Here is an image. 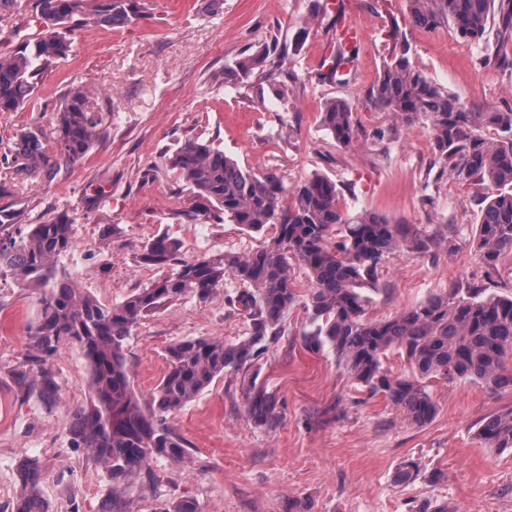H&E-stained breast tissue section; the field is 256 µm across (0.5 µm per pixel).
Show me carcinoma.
Masks as SVG:
<instances>
[{
	"mask_svg": "<svg viewBox=\"0 0 512 512\" xmlns=\"http://www.w3.org/2000/svg\"><path fill=\"white\" fill-rule=\"evenodd\" d=\"M412 20L435 27L452 22L467 41L484 40L498 21L500 32L512 34V0H439L431 8L413 0ZM35 13L45 26L40 37L13 54L0 56V112H15L33 93L40 70L66 58L71 42L68 25L89 21L100 26L148 19L147 0H36ZM407 47L385 63L369 91L376 107L403 123L429 121L435 158L443 169L462 179L476 178L503 191L487 198L474 240L487 276L497 272L501 257L512 254V110L464 111L447 91L412 67ZM322 125L337 144L348 147L359 128L349 102L336 98L320 112ZM100 120L82 86H72L55 109L50 132L23 130L12 154L18 173L53 172L63 163L83 158L100 138ZM492 127L498 138L476 134ZM169 166L194 194V214L218 212L252 232L274 228L271 241L246 253H224L186 260L179 245L160 235L147 242L142 263L174 272L136 289L124 301L104 305L82 292L70 276L58 273L55 259L75 246L73 221L65 213L31 225L20 239L0 234V273L18 286L41 290L39 312L27 344L26 363L40 367V396H56L54 381L41 368L64 341L76 343L88 362L93 399L74 414L69 429L77 448L88 449L105 464L113 484L102 512H122L130 479L139 476L154 456L179 460L185 448L167 425L215 379L231 370H249L261 344L277 336L285 314L297 301L294 265L303 267L312 289L305 309L313 331L303 336L311 351L329 349L349 377L367 392L383 395L410 422L423 425L436 414L424 381L470 380L498 391L512 389V296L471 288L466 295L450 288L388 320L367 317L369 298L363 289L377 283L378 268L396 251L424 254L439 241L408 224H392L377 214L342 210L336 183L313 176L295 186L293 202L273 170L254 173L212 143L187 138L169 155ZM233 277L243 290L238 302L250 321L248 335L235 343L215 336L180 341L167 350V370L152 400L135 396L123 354L132 329L149 312L189 294L207 299L224 279ZM396 352L411 375L393 376L384 367ZM249 418L272 426L279 419V400L254 380L242 383ZM486 448L512 451V408L488 417L477 430ZM420 470L404 462L395 473L401 484L417 479ZM23 492L13 512H46L40 496L42 470L27 461L18 470Z\"/></svg>",
	"mask_w": 512,
	"mask_h": 512,
	"instance_id": "obj_1",
	"label": "carcinoma"
}]
</instances>
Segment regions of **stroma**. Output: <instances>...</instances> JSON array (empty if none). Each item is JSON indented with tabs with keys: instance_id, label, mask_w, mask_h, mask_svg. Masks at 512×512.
Wrapping results in <instances>:
<instances>
[{
	"instance_id": "35a3bbf8",
	"label": "stroma",
	"mask_w": 512,
	"mask_h": 512,
	"mask_svg": "<svg viewBox=\"0 0 512 512\" xmlns=\"http://www.w3.org/2000/svg\"><path fill=\"white\" fill-rule=\"evenodd\" d=\"M317 0H149L148 19L125 26H80L69 56L46 70L23 108L0 112V181L7 202L26 223L65 213L75 247L59 256V272L106 305L123 301L160 276L140 261L158 235L178 242L180 256L248 253L271 239L213 215L187 217L191 190L167 162L189 137L213 142L247 170H274L286 190L315 175L334 181L342 209L369 211L393 224H411L438 238L432 255L396 252L367 289V315L387 320L448 287L512 293V255L486 277L472 238L492 185L461 180L434 163L427 122H400L375 108L368 93L392 56L399 24L408 57L429 80L474 110L512 109V41L483 45L461 39L448 21L413 23L410 0H340L363 30L347 82L325 78L336 17L315 12ZM43 30L32 0H20L0 23V54L9 55ZM277 44L288 52L285 71L270 62L246 73L237 62ZM496 56L491 65L484 55ZM85 86L104 135L75 163L54 173H14L7 161L20 131L49 130L63 94ZM347 99L360 129L352 146L337 145L322 126L327 101ZM114 227L111 237L102 231ZM240 286L226 278L207 299L195 295L146 315L125 345L132 386L150 401L175 343L245 335L249 320L233 301ZM40 291L0 275V512L21 492L18 469L39 461L47 512H99L112 494L104 464L74 447L72 414L90 403L87 361L61 345L45 365L58 389L43 403L20 387L29 328ZM300 304L286 313L280 335L265 342L249 371L280 402L275 427L246 413L239 374L227 372L168 418L182 439L183 459L149 460L147 475L130 480L125 512H165L192 499L201 512H512V451L483 447L480 422L512 408V390L490 391L472 381H433L437 405L426 424L409 422L382 395H369L338 365L332 351L310 352ZM420 467L409 485L396 483L405 461Z\"/></svg>"
}]
</instances>
